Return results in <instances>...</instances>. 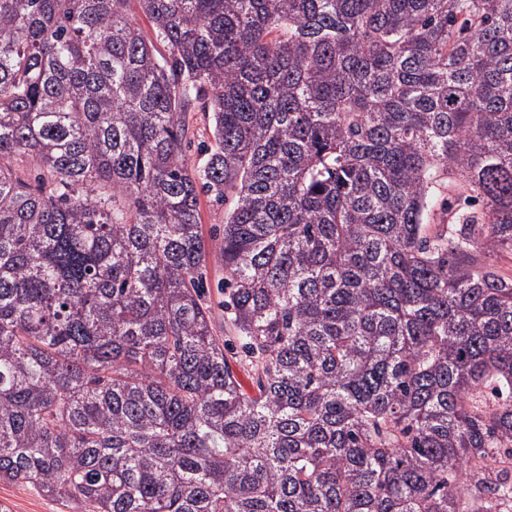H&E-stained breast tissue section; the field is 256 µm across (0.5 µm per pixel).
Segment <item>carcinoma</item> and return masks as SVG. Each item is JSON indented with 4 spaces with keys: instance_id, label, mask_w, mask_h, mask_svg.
<instances>
[{
    "instance_id": "1",
    "label": "carcinoma",
    "mask_w": 512,
    "mask_h": 512,
    "mask_svg": "<svg viewBox=\"0 0 512 512\" xmlns=\"http://www.w3.org/2000/svg\"><path fill=\"white\" fill-rule=\"evenodd\" d=\"M129 2L0 0V481L512 512V0H137L161 58ZM209 125L210 122L203 112H196L194 126L187 137L190 143L183 153L190 166H196L203 158V154L198 152L200 144L213 142ZM234 200L230 194L224 204L216 203L210 195L202 194L200 196V223L204 233L205 240L209 242L212 250L208 261V276L212 284L211 293L207 297V303L211 306L214 318L215 329L219 334L224 332V294L216 284L224 281V265L216 258L214 247L222 237V228L224 225V210L233 206ZM221 227L220 236L218 230Z\"/></svg>"
}]
</instances>
